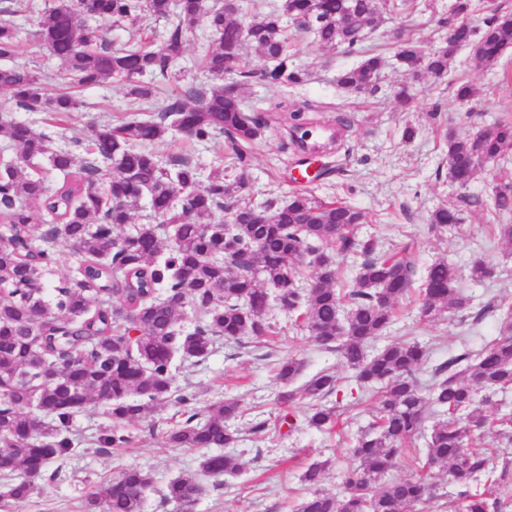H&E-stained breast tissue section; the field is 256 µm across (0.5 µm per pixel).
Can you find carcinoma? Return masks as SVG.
Here are the masks:
<instances>
[{
    "label": "carcinoma",
    "instance_id": "obj_1",
    "mask_svg": "<svg viewBox=\"0 0 512 512\" xmlns=\"http://www.w3.org/2000/svg\"><path fill=\"white\" fill-rule=\"evenodd\" d=\"M100 18L115 23L163 18L162 47L137 41L115 49L98 27L76 24L83 0H21L15 9H0V60L20 53L13 17L39 15L40 36L64 66L69 83L92 87L118 79L134 103L153 117L108 122L90 127L86 137L56 147L53 138L32 124L4 117L0 136L17 149L0 176V500H25L56 459L70 455V428L77 413L93 402L111 406L117 422L104 443L123 448L129 435L119 424L138 421L173 402L185 419L167 435L174 448H205L195 472L170 480L163 502L186 509L205 478L219 480L241 471L237 458L223 452L241 441L234 398L198 411L195 395L175 393V360L208 358L216 338L242 344L282 332L268 320L272 305L306 329L323 351L333 354L361 392L375 400L372 420L352 438L356 464L343 473L338 491L322 487L326 462L314 461L301 476L305 492L295 512H416L434 493L436 467L448 469L454 488L453 512H505L512 485V459L489 466L475 431L485 427L482 407L512 388V313L506 312L498 336L479 350L464 349L441 362L432 361L427 345L388 339L398 299L413 290L417 255L408 243L398 253L358 235L366 215L342 199L319 200L295 192L288 201L266 205V223L257 224L240 204L246 180V152L266 119L243 104V83L191 85L183 94L165 95L141 77L167 76L176 53L202 22L215 32L206 68L216 75L236 72L250 39L274 66L263 79L283 86L300 84L307 74L293 65L287 51L288 30L281 14L303 21L320 46L359 52L362 58L345 69L338 83L346 91L374 87L385 67L375 47L358 49L385 21L407 11L427 8L420 0H283L280 8L254 10L239 18L237 0L220 7L204 0H92ZM453 33L424 55L411 40L395 44L406 74L446 77L463 48L478 60L495 64L512 50V11L495 8L477 31L470 16L480 0H455ZM353 23L338 27L336 17ZM0 88L11 92L17 108L46 107L68 113L76 105L70 93L48 95L26 67L0 66ZM177 130L197 141L216 134L227 137L229 166L235 179L218 169L201 184V171L187 157L161 159L142 144ZM512 150V121H501L464 136L447 138L448 179L468 187L482 166ZM61 176L45 182L40 163ZM160 219L136 224L124 236L117 226L132 223L143 197ZM487 211L500 237L512 243V179H502L489 199L465 192L429 216L431 228L449 231L469 211ZM50 224L35 235V216ZM70 242L75 260L69 277L50 279L57 264L55 244ZM358 254L362 262L349 287H338L335 254ZM319 281L306 288L307 271ZM454 263L439 259L425 273L420 289L421 313L432 320L468 301L458 289ZM199 316L189 330L184 310ZM384 345H378L379 341ZM303 365L292 357L274 363L283 390L280 404L299 403V422L309 429L343 428L337 406L326 399L338 392V379L324 369L292 388ZM429 376L426 388L420 375ZM414 448L415 472L396 477L399 459ZM154 473L139 466L122 469L94 487L87 512H143Z\"/></svg>",
    "mask_w": 512,
    "mask_h": 512
}]
</instances>
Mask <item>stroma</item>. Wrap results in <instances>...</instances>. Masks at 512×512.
Masks as SVG:
<instances>
[{"mask_svg":"<svg viewBox=\"0 0 512 512\" xmlns=\"http://www.w3.org/2000/svg\"><path fill=\"white\" fill-rule=\"evenodd\" d=\"M426 10L412 13L403 20L402 32L423 50L433 49L445 40L443 21L453 0H429ZM22 32L19 64L27 66L39 79L47 94L61 86V63L44 46L33 17L15 18ZM393 22H385L372 43L386 57V65L376 88L364 93L348 92L338 87L339 73L356 63L355 55L344 50H328L302 31H291L288 52L294 65L304 70L308 80L302 85L280 87L253 80L245 85L244 102L249 109L270 114L248 158L249 185L245 202L262 204L282 201L292 192L306 190L318 199L343 198L367 216L362 234L376 239L382 249H396L406 243L416 247L420 266L438 258L455 263L459 269L458 286L469 304L446 313L439 320L424 319L418 293H410L396 305L392 336L419 340L430 346L434 361L447 359L462 349L484 346L497 335L496 314H486L473 322L474 312L486 304H512V243L500 239L495 222L485 212L465 213L458 229L437 232L429 223L431 212L453 201L456 187L448 180L445 163L447 134L465 136L501 120L512 119V84L504 80L512 73V55L495 65L480 63L472 51L460 50L452 65L453 77L468 81L479 89L476 100L460 103L447 80L423 77L412 86L414 103L410 110L397 109L394 95L405 75L395 59L391 33ZM210 37L206 25H199L162 79L168 91L189 84L210 85L217 78L203 69V45ZM78 109L51 119L46 112L17 109L10 94L0 90V113L26 120L39 128L54 127L69 136L87 134L91 124L143 118L144 113L130 104L125 85L109 81L78 91ZM319 110L320 122L307 125L309 142H321L337 133L340 147L311 154L313 167L343 166L341 174L312 181L298 167L300 150L290 148L287 120L274 117L276 104ZM413 129V138H404L405 129ZM150 151L161 157L184 155L202 174L227 167L229 148L224 135L198 142L184 133L173 132L165 140L151 143ZM484 260L494 270L489 279L471 280L469 268L474 260ZM272 322L281 326L280 335L257 344L242 345L216 340L211 355L198 365L176 362L172 386L191 388L198 408L234 396L241 403L244 417L239 429L245 436L233 448L243 465L240 474L225 477L222 486L203 483V491L191 512H292L302 493L301 472L312 462L329 460L325 488L338 489L344 469L353 464L349 451L351 435L372 419L374 406L370 396L351 392L348 371L335 356L318 350L307 331L290 330V320L283 311L272 309ZM293 356L306 362L307 373L329 368L339 379L342 391L338 399L345 422L343 433H319L306 428L288 431L278 423L283 413L277 403L281 385L272 370V358ZM263 415L274 422L269 437L260 443L248 436L249 419ZM178 407L165 405L145 419L126 425L131 443L125 448L103 444L110 434L112 419L106 406L97 405L78 413L71 427L74 451L58 460L57 477H42L35 493L22 502L0 503V512H84V495L90 486L112 478L122 468L136 465L151 468L156 482L150 491L144 512H178L162 504L160 492L179 474L195 470L201 450L173 448L165 435L181 421Z\"/></svg>","mask_w":512,"mask_h":512,"instance_id":"stroma-1","label":"stroma"}]
</instances>
